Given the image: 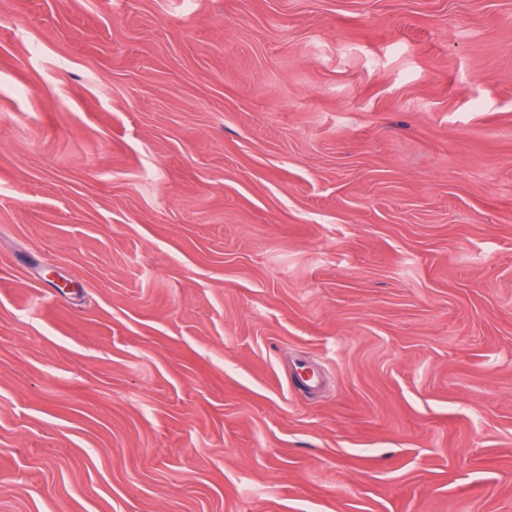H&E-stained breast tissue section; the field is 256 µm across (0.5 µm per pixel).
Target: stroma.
<instances>
[{"label": "stroma", "instance_id": "35a3bbf8", "mask_svg": "<svg viewBox=\"0 0 512 512\" xmlns=\"http://www.w3.org/2000/svg\"><path fill=\"white\" fill-rule=\"evenodd\" d=\"M0 512H512V0H0Z\"/></svg>", "mask_w": 512, "mask_h": 512}]
</instances>
